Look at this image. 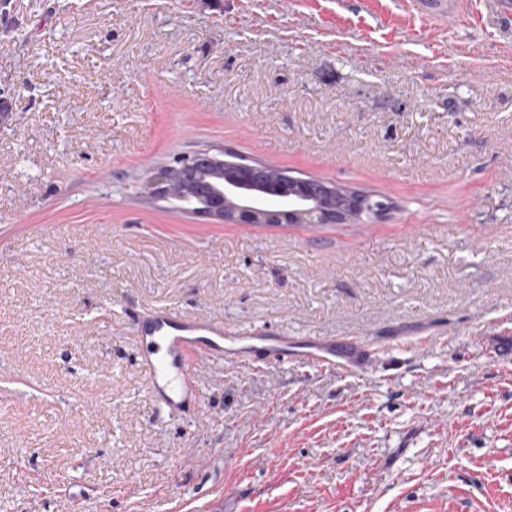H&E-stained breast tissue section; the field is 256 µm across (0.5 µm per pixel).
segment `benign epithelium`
Segmentation results:
<instances>
[{
  "label": "benign epithelium",
  "instance_id": "7a95c632",
  "mask_svg": "<svg viewBox=\"0 0 512 512\" xmlns=\"http://www.w3.org/2000/svg\"><path fill=\"white\" fill-rule=\"evenodd\" d=\"M210 167L204 178L210 184L214 201H205L194 214L227 224H346L351 215L361 210L382 211L386 204L373 203L371 196L349 194L335 199V187L326 183L312 190L302 183L279 209L266 208L272 188L254 180L255 171L264 170L263 163L254 162L236 172L227 173L226 151L206 152ZM199 153L182 159L175 166L157 169L146 181L148 193L156 199H166L172 193L175 179H181V191L197 196V183L182 178V172L194 166Z\"/></svg>",
  "mask_w": 512,
  "mask_h": 512
}]
</instances>
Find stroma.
I'll list each match as a JSON object with an SVG mask.
<instances>
[{
  "label": "stroma",
  "instance_id": "stroma-1",
  "mask_svg": "<svg viewBox=\"0 0 512 512\" xmlns=\"http://www.w3.org/2000/svg\"><path fill=\"white\" fill-rule=\"evenodd\" d=\"M230 148L363 190L216 224L145 171ZM362 339L369 373L203 361L161 417L135 319ZM512 25L401 0H0V512H503ZM405 6L433 26H444L470 9L469 0H409Z\"/></svg>",
  "mask_w": 512,
  "mask_h": 512
}]
</instances>
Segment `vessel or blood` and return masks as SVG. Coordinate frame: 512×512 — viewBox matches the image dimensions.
Here are the masks:
<instances>
[{
	"label": "vessel or blood",
	"instance_id": "1",
	"mask_svg": "<svg viewBox=\"0 0 512 512\" xmlns=\"http://www.w3.org/2000/svg\"><path fill=\"white\" fill-rule=\"evenodd\" d=\"M406 6L431 25L443 26L468 11L470 0H407ZM136 333L147 390L175 420L188 417L201 401L196 365L203 358L251 369L272 361L336 368L353 358L369 359L362 345L352 339H315L308 349L293 350L287 339L278 336L260 331L244 334L204 317L189 321L165 308L143 312Z\"/></svg>",
	"mask_w": 512,
	"mask_h": 512
}]
</instances>
